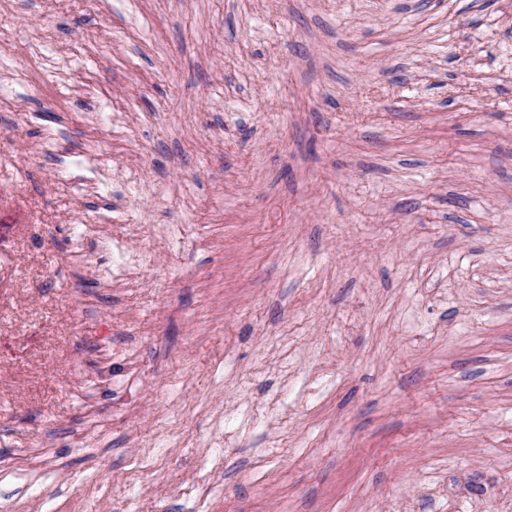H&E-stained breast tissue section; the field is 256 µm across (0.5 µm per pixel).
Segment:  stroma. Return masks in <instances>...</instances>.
I'll list each match as a JSON object with an SVG mask.
<instances>
[{"label": "stroma", "mask_w": 512, "mask_h": 512, "mask_svg": "<svg viewBox=\"0 0 512 512\" xmlns=\"http://www.w3.org/2000/svg\"><path fill=\"white\" fill-rule=\"evenodd\" d=\"M1 114L0 512H512V0H0Z\"/></svg>", "instance_id": "obj_1"}]
</instances>
